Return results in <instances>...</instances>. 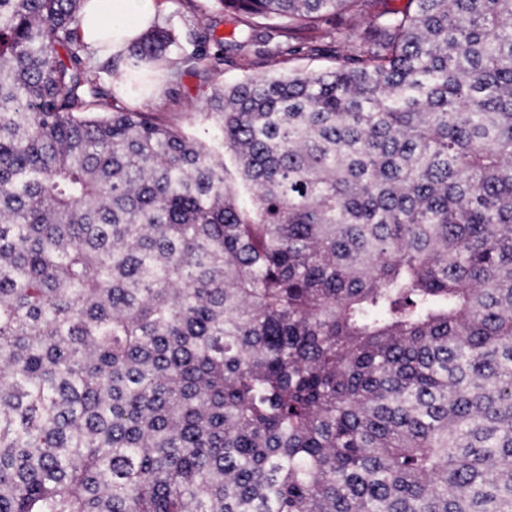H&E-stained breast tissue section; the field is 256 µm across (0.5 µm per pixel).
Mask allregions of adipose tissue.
Returning <instances> with one entry per match:
<instances>
[{"mask_svg": "<svg viewBox=\"0 0 512 512\" xmlns=\"http://www.w3.org/2000/svg\"><path fill=\"white\" fill-rule=\"evenodd\" d=\"M164 10L163 0H84L80 35L94 56L105 57L145 33Z\"/></svg>", "mask_w": 512, "mask_h": 512, "instance_id": "obj_1", "label": "adipose tissue"}]
</instances>
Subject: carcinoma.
I'll return each instance as SVG.
<instances>
[{"instance_id": "cac0c4a2", "label": "carcinoma", "mask_w": 512, "mask_h": 512, "mask_svg": "<svg viewBox=\"0 0 512 512\" xmlns=\"http://www.w3.org/2000/svg\"><path fill=\"white\" fill-rule=\"evenodd\" d=\"M217 2L103 68L336 60L215 87L219 149L0 0V512H512V0ZM192 3L197 6L195 9L187 1L171 0V16L177 24L183 27L216 25L217 34L228 36L233 28L232 20L215 0H197Z\"/></svg>"}]
</instances>
